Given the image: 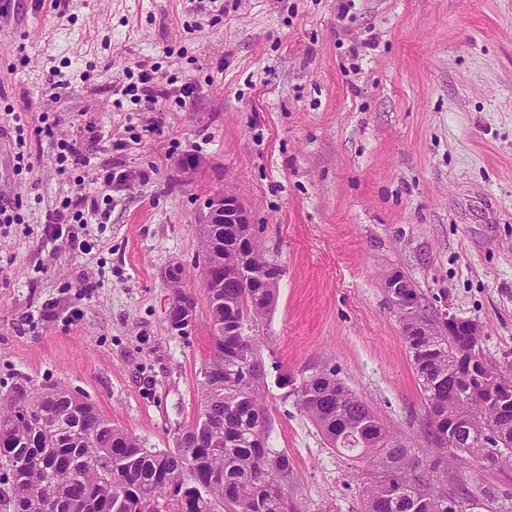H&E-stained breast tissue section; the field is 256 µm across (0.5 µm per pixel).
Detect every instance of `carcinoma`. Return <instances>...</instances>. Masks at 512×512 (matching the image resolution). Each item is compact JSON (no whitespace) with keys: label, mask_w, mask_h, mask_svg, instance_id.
I'll use <instances>...</instances> for the list:
<instances>
[{"label":"carcinoma","mask_w":512,"mask_h":512,"mask_svg":"<svg viewBox=\"0 0 512 512\" xmlns=\"http://www.w3.org/2000/svg\"><path fill=\"white\" fill-rule=\"evenodd\" d=\"M224 286L209 289L210 355L197 383L196 419L173 447L148 450L81 396H48L19 386L0 397V459L11 474L4 493L14 512H284L280 485L288 455L269 446L265 368L249 325L273 309L283 269L251 224H216L202 239ZM404 336L418 377L435 447L468 469L512 466V447L491 448L493 426L512 441V416L461 376L479 337L464 326ZM296 402L330 448L364 458L362 512H468L466 497H448L428 453L399 432L333 372L304 378ZM466 421L448 442V424Z\"/></svg>","instance_id":"obj_1"}]
</instances>
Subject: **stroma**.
I'll use <instances>...</instances> for the list:
<instances>
[{
	"instance_id": "stroma-1",
	"label": "stroma",
	"mask_w": 512,
	"mask_h": 512,
	"mask_svg": "<svg viewBox=\"0 0 512 512\" xmlns=\"http://www.w3.org/2000/svg\"><path fill=\"white\" fill-rule=\"evenodd\" d=\"M144 73L150 109L122 92ZM0 134L19 217L0 224V396L63 387L171 446L212 345L200 233L222 188L284 270L252 333L287 512H361L366 464L300 411L304 377L335 372L431 445L386 274L432 323H477L512 379V0H0ZM175 264L197 303L181 332ZM440 476L475 512H512V468L452 458Z\"/></svg>"
}]
</instances>
